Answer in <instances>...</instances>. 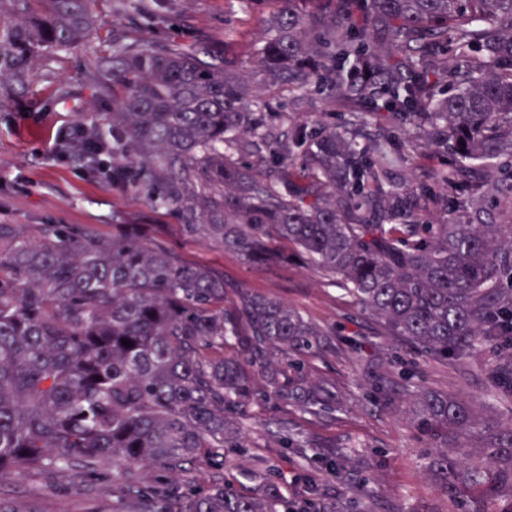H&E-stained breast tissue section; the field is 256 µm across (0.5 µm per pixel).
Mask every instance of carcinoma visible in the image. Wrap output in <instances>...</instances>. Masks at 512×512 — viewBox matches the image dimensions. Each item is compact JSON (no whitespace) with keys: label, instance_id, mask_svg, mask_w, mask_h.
Masks as SVG:
<instances>
[{"label":"carcinoma","instance_id":"obj_1","mask_svg":"<svg viewBox=\"0 0 512 512\" xmlns=\"http://www.w3.org/2000/svg\"><path fill=\"white\" fill-rule=\"evenodd\" d=\"M245 68L173 37L112 40L95 90L112 111L78 125L112 145V183L263 265L307 258L424 352L512 345V0H277ZM0 83L91 39L93 0H11ZM306 89L342 125L292 120ZM420 149L427 177L397 180ZM185 261L144 224H0V479L112 475V512H280L224 484L166 474L241 448L245 407L330 411L305 358L333 331ZM131 341L128 346L122 340ZM280 357H266V350ZM383 402L419 399L415 426L448 512L512 500V424L411 372L374 374ZM489 385L512 398V361ZM157 472L141 482L133 469Z\"/></svg>","mask_w":512,"mask_h":512}]
</instances>
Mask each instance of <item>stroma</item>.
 Returning <instances> with one entry per match:
<instances>
[{"label":"stroma","mask_w":512,"mask_h":512,"mask_svg":"<svg viewBox=\"0 0 512 512\" xmlns=\"http://www.w3.org/2000/svg\"><path fill=\"white\" fill-rule=\"evenodd\" d=\"M155 0H96L92 40L40 61L28 91L0 86V222L9 224H151L191 263L212 267L230 286L279 300L307 319L336 328L340 341L307 358L312 377L331 379L340 394L336 411L312 413L288 405L250 403L241 425L244 448L224 451L223 467L200 460L170 477L171 487L222 483L243 494L292 503L315 490L330 512H448V501L425 469V452L410 412L412 396L399 393L383 406L374 373L413 371L429 389L459 396L483 415L512 422V402L495 400L487 384L502 357L487 345L464 358L430 356L392 335L355 305L310 260L253 265L203 239L182 237L173 218L144 198L92 175L87 166L59 159L55 143L79 113L111 111L92 77L113 38L177 34L240 62L248 61L277 9L276 0H167L166 21L151 28ZM290 435L295 447L281 446ZM337 447L339 470L325 461ZM0 497L18 512H110L112 485L67 479L57 487L43 474L0 482Z\"/></svg>","instance_id":"stroma-1"}]
</instances>
